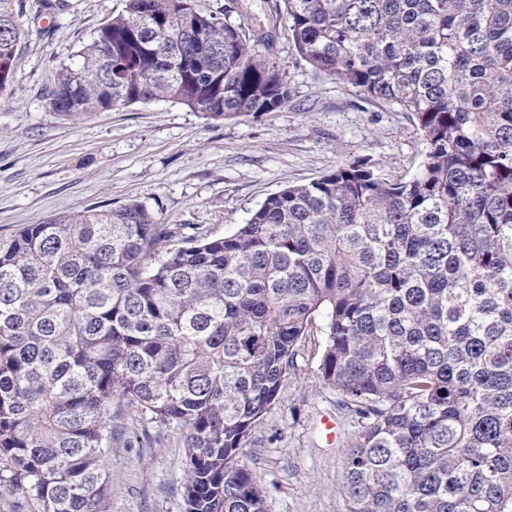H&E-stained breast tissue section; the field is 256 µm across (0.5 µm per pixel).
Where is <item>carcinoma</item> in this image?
<instances>
[{
    "mask_svg": "<svg viewBox=\"0 0 512 512\" xmlns=\"http://www.w3.org/2000/svg\"><path fill=\"white\" fill-rule=\"evenodd\" d=\"M267 5L245 28L126 0L45 105L275 112L286 19L301 60L412 116L419 170L340 165L224 237L135 202L0 238V498L112 512L116 406L183 432L186 512H266L244 448L320 336L322 380L358 424L347 512H512V0ZM19 13L0 0V89Z\"/></svg>",
    "mask_w": 512,
    "mask_h": 512,
    "instance_id": "cac0c4a2",
    "label": "carcinoma"
}]
</instances>
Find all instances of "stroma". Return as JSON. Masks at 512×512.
<instances>
[{"label": "stroma", "mask_w": 512, "mask_h": 512, "mask_svg": "<svg viewBox=\"0 0 512 512\" xmlns=\"http://www.w3.org/2000/svg\"><path fill=\"white\" fill-rule=\"evenodd\" d=\"M124 7L125 0H66L54 11L23 0L15 73L0 90V236L136 201L161 223L197 224L221 237L270 194L337 166L366 160L388 179L418 170L425 144L411 116L312 69L285 30L277 49L293 97L281 110L213 121L159 99L61 119L43 101L56 69L78 62L99 26ZM326 414L338 423L332 443L320 427ZM119 421L126 431L108 456L112 512H186L180 431L142 448L156 423ZM356 434L317 360L300 362L245 450L265 486L266 512H347L345 449Z\"/></svg>", "instance_id": "stroma-1"}]
</instances>
